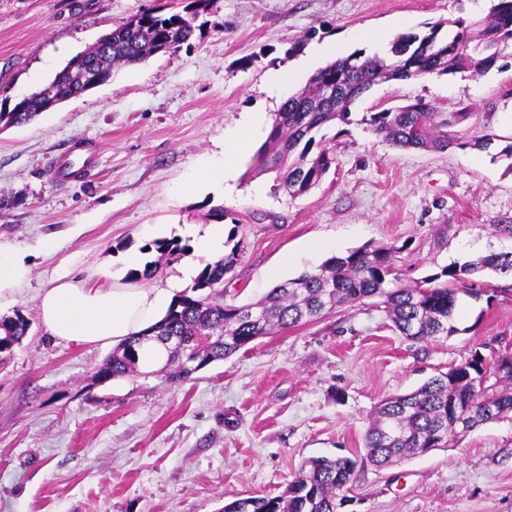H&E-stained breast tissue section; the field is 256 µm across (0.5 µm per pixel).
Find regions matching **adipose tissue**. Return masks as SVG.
Here are the masks:
<instances>
[{
	"instance_id": "obj_1",
	"label": "adipose tissue",
	"mask_w": 512,
	"mask_h": 512,
	"mask_svg": "<svg viewBox=\"0 0 512 512\" xmlns=\"http://www.w3.org/2000/svg\"><path fill=\"white\" fill-rule=\"evenodd\" d=\"M242 149L241 140L224 139L220 153L204 158L191 189L227 188ZM33 274L34 266L25 255L0 246V303L16 302ZM172 299L171 289L120 283L104 269L94 278H59L42 292L39 316L45 331L58 341L76 347L114 345L158 322Z\"/></svg>"
}]
</instances>
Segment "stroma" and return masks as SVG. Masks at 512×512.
I'll use <instances>...</instances> for the list:
<instances>
[{
	"instance_id": "1",
	"label": "stroma",
	"mask_w": 512,
	"mask_h": 512,
	"mask_svg": "<svg viewBox=\"0 0 512 512\" xmlns=\"http://www.w3.org/2000/svg\"><path fill=\"white\" fill-rule=\"evenodd\" d=\"M181 0H0V109L47 85L80 52L140 12ZM492 0H212L198 32L174 53L114 69L108 81L31 122L0 130V246L35 272L7 316L32 322L0 361V512H220L243 497L276 496L313 457L357 461L338 512H512V418L450 448L379 468L365 458L370 414L472 351H512V278L490 275L493 300L461 297L457 331L408 339L383 309L336 307L259 338L180 384L160 376L99 383L108 346L48 336L39 296L60 277L121 272L155 240L186 250L148 285L170 287L195 261L185 225L215 223L225 248H244L224 301L244 305L333 256L393 245L409 283L489 252L512 250V48L486 73L375 85L349 123L321 130L336 163L294 195L275 174L249 173L286 96L333 56L376 54L440 20L484 19ZM296 70L273 95L272 79ZM424 100L464 112L457 147L403 149L363 123L366 113ZM247 145L228 194L183 185L224 132ZM101 148L87 173L52 180L50 163L80 142Z\"/></svg>"
}]
</instances>
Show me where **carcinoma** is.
<instances>
[{
  "instance_id": "obj_1",
  "label": "carcinoma",
  "mask_w": 512,
  "mask_h": 512,
  "mask_svg": "<svg viewBox=\"0 0 512 512\" xmlns=\"http://www.w3.org/2000/svg\"><path fill=\"white\" fill-rule=\"evenodd\" d=\"M210 0H190L183 10L169 15L144 11L102 36L96 45L73 57L50 82L58 99L80 93L87 73L107 81L112 69L133 65L168 48L176 51L194 34L199 13ZM455 29L441 37L439 22L425 33H403L390 43L389 56H364L355 52L319 68L300 91L288 96L276 113L266 141L255 155L258 171L283 174L292 194L317 185L336 159L317 134L336 120L349 121V106L374 85L469 71L489 70L505 48L512 47V0H494L488 19L471 26L458 20ZM48 111L44 99L32 94L9 112H0V126L30 122ZM467 112H437L421 100L398 109H383L363 117L372 130L402 148L444 152L466 143L448 133L464 122ZM242 243L223 258L208 264L190 290L178 296L163 319L144 333L120 344L94 372L99 383L138 372L145 357L144 341L161 342L167 336L182 338V346L167 353V383L190 379L215 361L236 353L275 329L297 327L336 305L377 298L394 328L416 341H438L457 332L454 325L459 297L478 299L487 285L477 275L491 271L512 275V251L491 252L461 265L443 268L413 287L402 286L395 268L396 253L389 247H361L344 256L327 259L318 270L270 289L249 305L224 304V280L237 264ZM157 259L129 279L149 280L164 262L185 247L175 239L155 241L145 250ZM31 322L20 311L0 317V359L11 356L13 346L27 336ZM512 415V353L492 361L478 351L447 372L430 378L417 390L379 403L365 438L366 459L382 467L408 456L436 448H449L478 427ZM357 460L316 457L305 462L285 490L272 497L239 498L224 504L221 512H337V497L349 484Z\"/></svg>"
}]
</instances>
